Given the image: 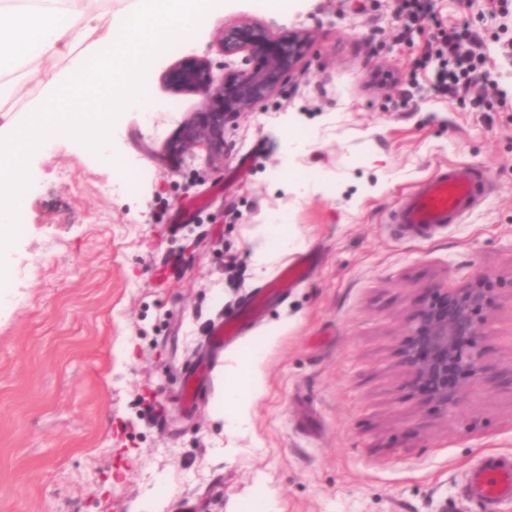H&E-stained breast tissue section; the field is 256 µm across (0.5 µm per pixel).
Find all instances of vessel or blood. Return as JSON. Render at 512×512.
<instances>
[{
    "label": "vessel or blood",
    "mask_w": 512,
    "mask_h": 512,
    "mask_svg": "<svg viewBox=\"0 0 512 512\" xmlns=\"http://www.w3.org/2000/svg\"><path fill=\"white\" fill-rule=\"evenodd\" d=\"M485 184L483 175L462 167L439 173L427 180L422 188L411 194L396 208V223L406 225L417 234L457 221L472 207ZM269 287L254 288L246 301L224 320L209 330L208 342L212 352L223 351L226 341L243 334L252 326L259 311L271 297ZM209 363L191 366L183 371L182 399L185 406H194L210 378ZM468 495L480 502L485 512H497L500 505L512 501V458L487 455L472 470Z\"/></svg>",
    "instance_id": "b4317fda"
}]
</instances>
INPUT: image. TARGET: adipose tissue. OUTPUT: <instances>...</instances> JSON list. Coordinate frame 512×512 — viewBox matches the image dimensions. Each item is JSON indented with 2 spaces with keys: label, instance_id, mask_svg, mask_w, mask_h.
Masks as SVG:
<instances>
[{
  "label": "adipose tissue",
  "instance_id": "obj_1",
  "mask_svg": "<svg viewBox=\"0 0 512 512\" xmlns=\"http://www.w3.org/2000/svg\"><path fill=\"white\" fill-rule=\"evenodd\" d=\"M224 7L225 0H126L124 9L97 13L78 0H0V99L17 77L45 86L21 121L0 126V239L27 204L28 156L54 140L107 127L113 113L153 108L144 76L155 56L172 40L197 36ZM61 55L65 68L44 82ZM233 359L213 405L241 427L263 389L262 350L245 345Z\"/></svg>",
  "mask_w": 512,
  "mask_h": 512
}]
</instances>
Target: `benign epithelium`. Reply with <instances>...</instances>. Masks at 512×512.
Here are the masks:
<instances>
[{
  "label": "benign epithelium",
  "instance_id": "obj_1",
  "mask_svg": "<svg viewBox=\"0 0 512 512\" xmlns=\"http://www.w3.org/2000/svg\"><path fill=\"white\" fill-rule=\"evenodd\" d=\"M313 41L308 31H298L288 37V43L279 44L267 30L251 23L224 26L219 38L224 56L244 53L248 59L261 60V65L220 79L200 61L182 63L170 72L176 85L203 93L209 107L202 120L182 125L179 149L187 153L204 146L210 163L224 162V117L248 112L271 94L279 75L301 60ZM492 286L489 275H477L418 313L408 364L415 375L429 381L432 401L445 411L460 401L466 384L477 375V342L490 320L488 316L480 320L478 315Z\"/></svg>",
  "mask_w": 512,
  "mask_h": 512
}]
</instances>
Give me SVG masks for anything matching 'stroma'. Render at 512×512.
Segmentation results:
<instances>
[{
  "label": "stroma",
  "mask_w": 512,
  "mask_h": 512,
  "mask_svg": "<svg viewBox=\"0 0 512 512\" xmlns=\"http://www.w3.org/2000/svg\"><path fill=\"white\" fill-rule=\"evenodd\" d=\"M399 35L400 0H227L202 35L168 45L139 113L98 138L34 153L28 203L0 242V512H481L464 493L487 453L512 455V0H433ZM247 18L306 30L309 53L253 111L224 120V166L171 148L203 95L167 81L178 61L222 75L217 38ZM483 39L487 105L430 88L440 32ZM305 145L293 156L283 138ZM469 164L488 182L457 223L416 239L390 213L432 174ZM324 176L304 190L310 172ZM287 214L318 265L243 342L267 347L251 424L205 392L184 410L182 370L212 322L291 256L267 263L259 226ZM486 273L493 321L461 401L435 407L405 358L414 316Z\"/></svg>",
  "instance_id": "1"
}]
</instances>
